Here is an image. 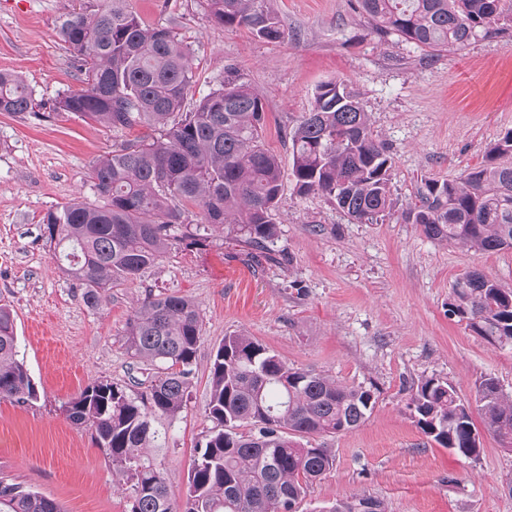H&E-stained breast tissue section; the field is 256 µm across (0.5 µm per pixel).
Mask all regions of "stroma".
Wrapping results in <instances>:
<instances>
[{
    "mask_svg": "<svg viewBox=\"0 0 512 512\" xmlns=\"http://www.w3.org/2000/svg\"><path fill=\"white\" fill-rule=\"evenodd\" d=\"M83 3L0 0V70L22 76L35 109L0 113V304L13 311L18 350L38 391L25 404L0 400V476L54 500L61 512H129V494L93 429L72 425L64 407L97 380L143 391L153 371L127 354L128 323L145 297L177 294L198 304L203 339L182 415L156 422L167 434L157 459L175 504L186 498L191 455L212 426L205 414L212 356L225 335L242 332L291 367L379 391L358 429L312 437L335 464L310 484L297 512H329L355 494L381 500L385 512H512V453L488 435L478 457L453 453L427 440L407 408L412 385L432 376L466 400L490 376L512 396V346L490 345L448 316L451 288L467 272L512 288V249L483 253L430 239L401 218L424 180H455L485 164L512 129V26L431 53L394 36L379 39L350 0H266L288 33L270 43L244 28L214 26L199 0H130L144 22L190 43L193 98L227 69L249 79L265 105V145L286 176L289 133L317 87L351 83L390 148L394 209L383 222L353 223L323 195H296L286 179L269 252L214 229L207 245L175 246L93 310L41 237V220L74 198L94 200L86 180L92 163L150 130L68 115L45 120L57 98L80 85L56 20Z\"/></svg>",
    "mask_w": 512,
    "mask_h": 512,
    "instance_id": "35a3bbf8",
    "label": "stroma"
}]
</instances>
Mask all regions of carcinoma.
<instances>
[{
	"mask_svg": "<svg viewBox=\"0 0 512 512\" xmlns=\"http://www.w3.org/2000/svg\"><path fill=\"white\" fill-rule=\"evenodd\" d=\"M212 23L245 28L268 42L288 38L264 0H202ZM374 32L396 35L431 52L461 49L512 22V0H355ZM57 30L82 75L54 110L112 128L147 125L158 135L128 141L99 157L87 181L99 198H75L42 219L46 242L67 260L66 275L97 309L114 286L137 279L175 244L201 246L208 230L267 249L279 236L283 191L278 159L265 148L261 96L231 70L195 103L191 45L170 28L142 21L129 0H85L65 11ZM34 101L23 78L0 71V112L23 114ZM294 191L320 193L350 220L374 224L391 214L392 157L376 140L358 93L343 80L320 84L314 103L290 132ZM512 131L490 148L491 163L458 180H427L403 221L431 239L494 253L512 249ZM196 208L201 223L187 221ZM493 346L512 345V289L478 271L454 283L448 318ZM202 340L195 301L148 296L125 336L127 353L156 369L136 396L105 380L86 386L65 406L67 419L89 425L113 471L131 490L130 512H295L308 486L333 468L330 449L305 439L358 428L378 400L377 389L342 385L326 373L288 365L256 339L224 337L210 367L205 413L213 423L194 448L182 510L169 497L153 449L162 447L155 417L178 419L192 385ZM0 398L27 403L37 390L19 359L14 318L0 306ZM421 433L443 448L477 457L481 432L512 452V398L488 377L475 402L441 378L421 380L407 404ZM482 419L478 429L474 414ZM371 496H352L330 512H357ZM0 512H61L37 491L0 477Z\"/></svg>",
	"mask_w": 512,
	"mask_h": 512,
	"instance_id": "carcinoma-1",
	"label": "carcinoma"
}]
</instances>
